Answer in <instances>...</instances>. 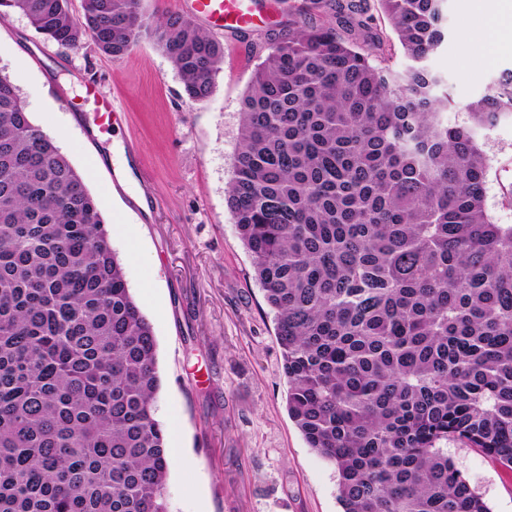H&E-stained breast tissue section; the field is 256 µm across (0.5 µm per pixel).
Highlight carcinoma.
Listing matches in <instances>:
<instances>
[{
	"instance_id": "obj_1",
	"label": "carcinoma",
	"mask_w": 512,
	"mask_h": 512,
	"mask_svg": "<svg viewBox=\"0 0 512 512\" xmlns=\"http://www.w3.org/2000/svg\"><path fill=\"white\" fill-rule=\"evenodd\" d=\"M143 0H0L112 58L149 38L203 102L224 45ZM444 0H280L242 100L228 207L268 305L288 414L343 512H490L442 444L512 470V224L486 206L478 131L512 76L449 125ZM84 179L0 74V512H168L157 342ZM369 4L371 6V13L377 19V24L379 26L378 30L382 34L384 40H386L384 54L375 58V62L377 64L381 63V65H389L391 69L401 71L409 64V60L404 55L402 48L398 44L391 25L388 23L386 18H382L378 0H369ZM390 44L392 47L389 46ZM390 48H392L391 51ZM383 59L386 61H383Z\"/></svg>"
}]
</instances>
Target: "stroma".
I'll return each mask as SVG.
<instances>
[{
	"label": "stroma",
	"mask_w": 512,
	"mask_h": 512,
	"mask_svg": "<svg viewBox=\"0 0 512 512\" xmlns=\"http://www.w3.org/2000/svg\"><path fill=\"white\" fill-rule=\"evenodd\" d=\"M447 35L427 60L452 99L449 124L464 122L502 72L512 47L467 48L470 0H445ZM224 65L210 97L187 98L168 57L142 41L115 59L91 38L44 39L21 14L0 19V73L33 122L87 177L112 249L153 326L162 381L156 417L177 438L169 512H341L335 467L309 448L288 415L287 381L274 314L226 203L242 97L259 62L264 29L224 34ZM115 98L111 132L91 138L94 113L69 100L83 82ZM491 168L486 206L512 224V120L485 132ZM462 476L492 512H512V470L475 448L448 446Z\"/></svg>",
	"instance_id": "1"
}]
</instances>
